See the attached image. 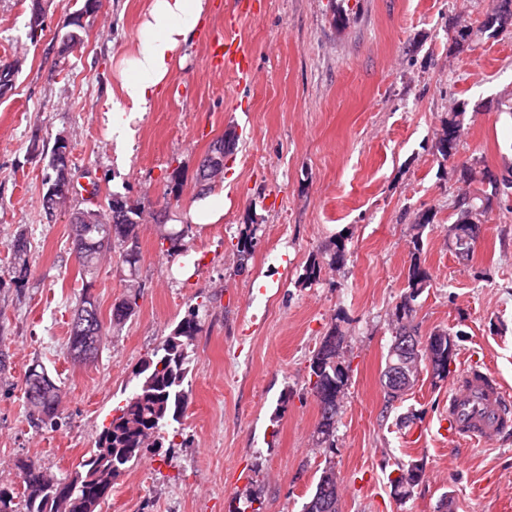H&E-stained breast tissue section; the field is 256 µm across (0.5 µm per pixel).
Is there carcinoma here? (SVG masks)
Masks as SVG:
<instances>
[{"label":"carcinoma","instance_id":"1","mask_svg":"<svg viewBox=\"0 0 512 512\" xmlns=\"http://www.w3.org/2000/svg\"><path fill=\"white\" fill-rule=\"evenodd\" d=\"M98 0H83L82 7L72 13V20L65 25V31L59 39L60 53L65 54L84 42V26L81 18L95 12ZM51 0H31L29 18L30 38L36 32L44 30V19ZM495 19L492 27L493 36L512 26V0H500L499 7L493 13ZM19 65L3 64L0 66V96L4 89H12ZM465 121V109L458 107L448 113L443 132L436 142V150L445 160L454 158L460 131ZM58 145H53L48 167L55 185L66 188L57 197L56 204L65 203L72 189V183L64 176L65 164L55 162L54 155ZM474 177L472 170L466 168L461 173V181L465 188L455 201L458 218L455 222L453 244L457 253L469 257L476 240L480 236L479 224H467L465 218L475 211L480 217L488 213L493 199L507 195L498 189L496 182L483 173L481 188L470 190ZM142 224L141 209L130 203L125 197L114 194L95 207L81 202V206L70 214V231L75 260L80 267L82 297L75 312H83L89 307L95 311L94 332L92 338L75 330L70 325L67 342V353L88 347L91 358L97 359L101 351L104 326L97 301L91 294L101 257L119 245L123 249L124 262L134 272L140 260L139 227ZM431 224V216H421L414 229L417 233L412 237V260L407 274V287L401 302L396 305L394 316L397 323L395 336L388 349L386 365L382 374V387L386 403L391 405L403 399V394L392 389L389 384V373L394 365L400 363V356L395 353L400 338L409 336L417 345L412 362L429 361L437 371V380L448 379V349L456 345L452 334L446 330H435L426 338H420L414 325L418 298L428 286L429 273L421 266L419 251L422 245V230ZM160 243H168L166 255L175 257L187 251L184 238L188 235L191 225L185 224L181 229L159 225ZM255 229L248 224L241 231L238 240L240 261L252 255ZM14 259L19 261L18 274L27 272L25 255L29 248V240L22 230L16 232L8 244ZM137 294H126L112 305L111 322L120 324L128 319L137 305ZM202 330L199 310L194 308L188 312L166 337L160 347L155 349L140 364L136 373L139 381L133 393L126 399L119 413L112 416L109 425L103 427L94 442V448L80 463V468L62 479H54L46 475L35 460L18 459L16 469L23 475L20 503H15L14 491L0 488V512H65L60 502L52 495L50 487L62 484L75 492L78 503L73 512H98L102 499L98 491L77 481V476H87L92 471L102 480L116 479L124 471L144 456L145 448H161L165 434L169 428L180 422L183 417L187 395L184 387L190 363V347L197 334ZM344 336L338 328H332L323 337L319 347L309 360V385L319 409L320 418L317 424V443L326 445L333 441L336 433V416L340 399L346 389L350 377V365L342 358ZM24 390L29 409V417L37 427L55 428L60 419V386L48 374L45 367L35 362L24 377ZM423 471L420 465H400L397 476L390 480L394 494L403 499L411 495L413 488L422 480ZM303 512H339V492L336 491V473L331 466L322 469L315 488L308 500L303 504Z\"/></svg>","mask_w":512,"mask_h":512}]
</instances>
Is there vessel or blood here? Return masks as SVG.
Wrapping results in <instances>:
<instances>
[{"instance_id":"vessel-or-blood-1","label":"vessel or blood","mask_w":512,"mask_h":512,"mask_svg":"<svg viewBox=\"0 0 512 512\" xmlns=\"http://www.w3.org/2000/svg\"><path fill=\"white\" fill-rule=\"evenodd\" d=\"M210 53L216 70L249 78V56L232 38L212 41ZM441 426L452 442L495 440L512 428V392L486 368L467 365L448 385V413Z\"/></svg>"}]
</instances>
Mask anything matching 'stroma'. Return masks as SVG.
I'll return each instance as SVG.
<instances>
[{
    "instance_id": "obj_1",
    "label": "stroma",
    "mask_w": 512,
    "mask_h": 512,
    "mask_svg": "<svg viewBox=\"0 0 512 512\" xmlns=\"http://www.w3.org/2000/svg\"><path fill=\"white\" fill-rule=\"evenodd\" d=\"M210 2L124 145L104 110L148 0H102L84 20L83 45L65 57L55 36L76 0H55L36 40L30 0H0V63L22 62L0 97V485L11 484L20 458L57 478L74 471L136 387L141 360L195 308L202 330L174 445L146 452L99 512H231L250 490L261 512H301L327 465L342 489L341 512H439L444 501L448 512H512V435L457 449L439 430L447 383L422 373L390 406L381 386L413 223L429 212L419 334L454 333L452 373L475 362L512 388V198L493 201L469 259L448 248L461 168L512 176V32H480L492 0H252L253 14L232 30L256 75L240 83L214 72L203 42L223 32L238 0ZM465 25L472 34L457 42ZM457 104L465 130L446 161L436 135ZM229 133L233 151L212 185L224 195V218L189 230L186 275L163 254L156 218L194 204L208 146ZM61 135L74 174L145 217L137 272L115 248L94 283L107 325L89 363L66 352L82 289L69 217L82 196L51 217L42 208L46 154ZM176 182L179 199H167ZM247 224L257 231L243 265L237 243ZM21 228L30 249L19 280L7 244ZM339 241L345 258L332 267ZM315 258L319 278L302 283ZM132 285L134 314L110 325L113 303ZM334 326L347 337L351 371L334 445L321 448L308 365ZM36 361L61 387L62 420L51 430L34 426L23 395ZM409 463L423 465L424 478L402 500L390 480Z\"/></svg>"
}]
</instances>
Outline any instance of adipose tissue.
<instances>
[{"label":"adipose tissue","mask_w":512,"mask_h":512,"mask_svg":"<svg viewBox=\"0 0 512 512\" xmlns=\"http://www.w3.org/2000/svg\"><path fill=\"white\" fill-rule=\"evenodd\" d=\"M209 0H149L142 37L125 59L120 82L105 114L118 140H125L131 120L149 112L177 59L202 27Z\"/></svg>","instance_id":"obj_1"}]
</instances>
